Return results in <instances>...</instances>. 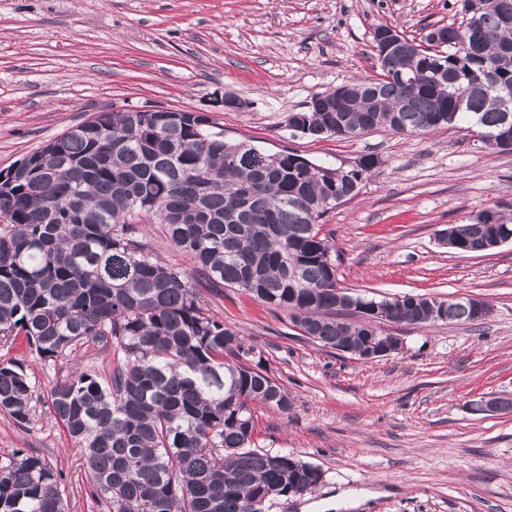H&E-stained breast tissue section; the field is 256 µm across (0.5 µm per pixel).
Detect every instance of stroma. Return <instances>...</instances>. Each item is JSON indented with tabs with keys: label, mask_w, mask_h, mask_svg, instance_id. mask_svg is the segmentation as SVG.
Here are the masks:
<instances>
[{
	"label": "stroma",
	"mask_w": 512,
	"mask_h": 512,
	"mask_svg": "<svg viewBox=\"0 0 512 512\" xmlns=\"http://www.w3.org/2000/svg\"><path fill=\"white\" fill-rule=\"evenodd\" d=\"M462 0H0V171L96 112H211L230 142L349 166H378L322 232L340 256L337 279L368 299L470 295L479 325H388L400 351L373 361L301 337L286 313L235 289L205 293L209 315L261 351L288 392V413L257 411L259 449L319 467L311 494L268 512H512V413L476 414L472 400L512 395V242L460 255L440 233L483 209L512 219V152L471 132L313 139L288 113L375 74L372 31L421 37L459 19ZM231 93L240 111H214ZM41 396L29 424L0 413V465L17 450L62 475L67 512H97L83 459L49 396L74 367L109 375L111 351L90 342L76 364L12 350Z\"/></svg>",
	"instance_id": "35a3bbf8"
}]
</instances>
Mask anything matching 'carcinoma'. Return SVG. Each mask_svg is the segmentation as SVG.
<instances>
[{"label": "carcinoma", "mask_w": 512, "mask_h": 512, "mask_svg": "<svg viewBox=\"0 0 512 512\" xmlns=\"http://www.w3.org/2000/svg\"><path fill=\"white\" fill-rule=\"evenodd\" d=\"M438 48H413L377 76L342 85L321 112L295 113L310 138L464 129L485 141L512 96V27L486 0L476 23L450 24ZM464 39L477 53L462 52ZM446 117L438 122V116ZM202 112H96L0 177V346L17 337L44 359H74L89 341L115 347L110 378L72 372L51 408L79 447L99 512H266L303 495L321 470L256 448L255 409L288 411V392L255 346L202 307L195 274L288 313L310 341L362 356L385 322L479 321L466 300L405 295L391 314L336 292L320 221L359 193L377 157L344 171L291 153L245 159ZM159 224L194 271L162 262L139 224ZM489 224L482 210L448 227L457 253ZM437 305L435 316L431 306ZM35 390L0 362V412L28 424ZM0 512H66L61 472L18 451L0 466Z\"/></svg>", "instance_id": "carcinoma-1"}]
</instances>
